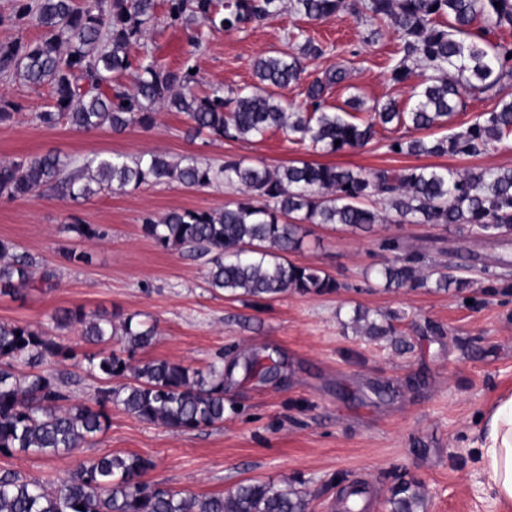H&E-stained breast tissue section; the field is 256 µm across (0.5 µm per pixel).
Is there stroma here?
<instances>
[{
  "instance_id": "stroma-1",
  "label": "stroma",
  "mask_w": 512,
  "mask_h": 512,
  "mask_svg": "<svg viewBox=\"0 0 512 512\" xmlns=\"http://www.w3.org/2000/svg\"><path fill=\"white\" fill-rule=\"evenodd\" d=\"M279 5L276 16L248 30L201 31L171 24L166 0H159L143 44L130 53L152 54L171 70L193 66L198 94L218 86L247 92L256 83L255 58L284 49L288 30L299 28L325 53L307 60L301 84L280 91L288 110L304 103L305 82L339 65L349 78L329 90V106L344 107L358 94L410 107V87L389 79L400 46L390 23L368 43L350 11L310 22L293 11L291 0ZM0 95L21 106L12 123L0 125V160L53 150L79 161L154 153L171 161L194 155L215 165L234 157L272 168L331 162L362 172L420 163L387 149L391 139L418 137L410 127H378L364 148L329 155L282 130L249 140L192 137L185 115L165 109L151 129L121 135L48 128L33 115L50 103L49 86L35 89L0 77ZM435 163L460 172L512 165V138L478 156H442ZM238 197L236 187L217 182L206 188L115 186L79 202L48 195L0 198V240L30 255L36 272L54 273L51 287L0 296V321L50 331L58 310L82 306L134 314L155 326L152 345L137 354L142 361L165 359L204 370L250 349L281 364L279 376L266 381L235 371L226 396L236 410L222 424L176 433L115 408L94 446L66 458L0 455V471H19L51 489L79 460L135 453L153 462L149 479L200 497L246 479L290 482L307 491L309 512H340L343 480L359 475L372 488L368 512H388L391 490L402 482L419 486L425 512H512L496 501L477 447L487 410L501 392H512V282L489 287L474 269L472 288L444 293L389 288L368 276L392 258L379 246L384 237L397 238L431 265L469 256L512 262V235L480 239L453 224L388 221L369 233L311 224L302 250L290 259L320 268L342 289L252 304L209 288L206 259L162 247L141 231L144 217L219 209ZM74 218L98 226L101 237L75 238L65 229ZM71 248L90 253L92 263L65 262L62 253ZM358 307L392 324L395 335L359 333L352 322Z\"/></svg>"
}]
</instances>
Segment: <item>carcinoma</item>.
Wrapping results in <instances>:
<instances>
[{
    "label": "carcinoma",
    "instance_id": "1",
    "mask_svg": "<svg viewBox=\"0 0 512 512\" xmlns=\"http://www.w3.org/2000/svg\"><path fill=\"white\" fill-rule=\"evenodd\" d=\"M173 24H210L243 31L278 12V0H225L217 18L215 0H168ZM294 12L309 21H326L350 8L368 27L367 42L382 21L392 22L401 41L390 81L406 85L415 72L431 75L411 86L413 104L399 109L389 99L367 107L354 97L347 104L367 107L369 118L330 111L325 95L347 79L338 66L310 81L305 106L288 112L277 91L301 80L303 60L324 54L302 33L289 32L286 49L260 55L254 63L255 91L200 96L192 67L169 70L147 57L135 64L129 49L144 39L155 18L156 0H12L0 25L33 23L39 40L0 42V75L18 76L35 88L48 85V109L34 114L46 127L65 124L77 131L108 128L122 134L155 124V107L184 113L191 131L218 139L248 140L283 130L330 154L354 151L376 136V126L395 124L416 130L442 127L463 104L466 94H485L512 78V39L493 41L490 33L512 32V0H292ZM437 10H432V7ZM486 28L470 32L475 18ZM129 74L127 84H113ZM512 134V98L477 116L466 128L427 140L395 138L390 151L410 156H478ZM340 144H335V141ZM96 165V184L82 182ZM223 181L243 188V196L217 210L182 209L156 221L142 220V233L164 248L210 256L206 281L230 297L258 304L286 293L331 295L342 285L323 270L297 264L288 254L301 250L307 224H340L370 231L380 212L367 205L378 197L408 224H456L475 235H512V166L460 173L441 166L418 165L364 174L335 164L296 162L273 170L239 159L212 163L196 156L172 162L159 154L128 158L95 157L83 165L54 151L0 161V198L16 199L35 191L59 198L88 200L116 184L134 190L177 182L207 187ZM78 238L101 236L98 227L66 225ZM33 259L0 241V293L35 285ZM388 285L415 290L463 291L473 280L438 265L427 266L414 253L396 257L380 272ZM106 311L82 306L63 309L56 327H78L84 341L99 347L82 354L88 372L107 386L94 405L72 400L63 380L44 368L77 358L72 347L48 331L27 324L0 322V455L67 456L86 447L110 426L114 406L140 421L176 432H192L224 423L226 370L212 364L205 371L167 360L141 362L135 353L152 344L155 330L130 315L120 324ZM364 323L367 336L394 332L356 310L353 323ZM118 338L122 348L108 347ZM232 367L264 380L279 370L256 352H245ZM127 382L110 386L114 378ZM153 463L134 453L81 460L52 490L19 472L0 473V512H308L306 494L287 484L246 480L222 494L199 498L145 479ZM390 512H420L423 495L409 484L396 487Z\"/></svg>",
    "mask_w": 512,
    "mask_h": 512
}]
</instances>
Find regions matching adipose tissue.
I'll return each mask as SVG.
<instances>
[{
    "label": "adipose tissue",
    "mask_w": 512,
    "mask_h": 512,
    "mask_svg": "<svg viewBox=\"0 0 512 512\" xmlns=\"http://www.w3.org/2000/svg\"><path fill=\"white\" fill-rule=\"evenodd\" d=\"M481 460L500 501L512 502V392L501 394L483 418Z\"/></svg>",
    "instance_id": "obj_1"
}]
</instances>
